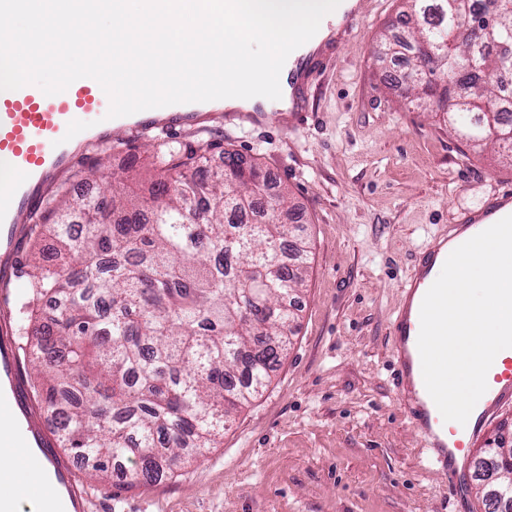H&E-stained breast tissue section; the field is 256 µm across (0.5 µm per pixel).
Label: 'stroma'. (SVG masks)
I'll return each instance as SVG.
<instances>
[{
	"label": "stroma",
	"mask_w": 512,
	"mask_h": 512,
	"mask_svg": "<svg viewBox=\"0 0 512 512\" xmlns=\"http://www.w3.org/2000/svg\"><path fill=\"white\" fill-rule=\"evenodd\" d=\"M364 20L305 89L300 119L145 130L89 149L97 185L157 144H190L259 163L286 186L310 242L291 343L263 392L233 414L216 447L147 489L77 479L88 512H455L448 479L428 467L403 415L387 345L400 286L430 232L512 188V163L466 145L442 113L401 98L399 62L381 45L403 29L404 0H365Z\"/></svg>",
	"instance_id": "stroma-1"
}]
</instances>
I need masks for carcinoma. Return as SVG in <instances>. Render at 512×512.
<instances>
[{"label":"carcinoma","instance_id":"obj_1","mask_svg":"<svg viewBox=\"0 0 512 512\" xmlns=\"http://www.w3.org/2000/svg\"><path fill=\"white\" fill-rule=\"evenodd\" d=\"M408 35L386 45L433 66L401 74L408 104L447 114L473 147L512 154V14L476 13L472 0H407ZM224 169L190 145L161 147V178L143 190L115 179L110 195L63 189L33 218L58 254L27 265L45 325L21 347L42 383L36 398L55 419L57 447L124 485L175 474L186 456L213 448L234 412L269 382L294 320L288 298L305 280L307 242L288 190L260 166L222 151ZM501 473L482 491L485 512H512V447L482 448L473 477Z\"/></svg>","mask_w":512,"mask_h":512}]
</instances>
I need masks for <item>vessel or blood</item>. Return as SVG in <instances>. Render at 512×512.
<instances>
[{
	"label": "vessel or blood",
	"mask_w": 512,
	"mask_h": 512,
	"mask_svg": "<svg viewBox=\"0 0 512 512\" xmlns=\"http://www.w3.org/2000/svg\"><path fill=\"white\" fill-rule=\"evenodd\" d=\"M321 51L308 54L297 66L289 113H297L303 89L318 73ZM110 101L93 79L74 81L66 91L45 95L28 85L0 95V177L9 188L0 192V283L13 285L21 264L20 229L42 203L48 185L71 171L79 160L76 143H108L116 135L131 138L145 129L188 131L202 116L201 103H182L107 118ZM512 215V191L495 190L478 210L461 211L454 224L435 236L401 285L402 303L389 325L400 405L421 438L426 458L447 475L456 500L467 494L465 463L487 423L512 404V348L496 356L487 374L488 389L466 424L444 421L428 394L417 347L420 308L428 283L434 282L448 257L449 244L464 230L495 224ZM0 447L23 451L24 467L49 471L55 491L47 512H84L85 496L75 472L62 457L39 405L19 372V349L13 339L9 312L0 313ZM12 470L0 468V512H18L10 488Z\"/></svg>",
	"instance_id": "obj_1"
}]
</instances>
